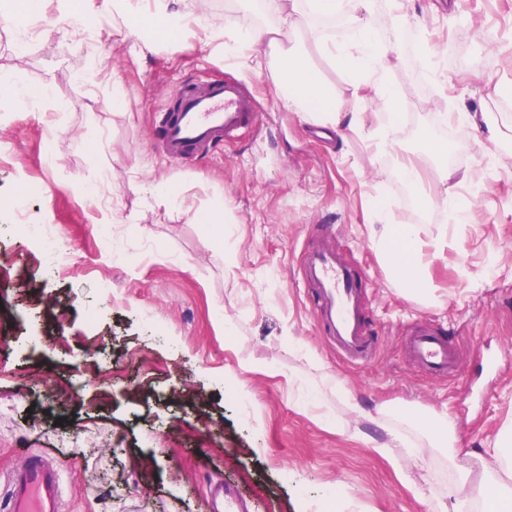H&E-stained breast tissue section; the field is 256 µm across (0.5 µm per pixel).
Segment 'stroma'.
Here are the masks:
<instances>
[{
  "label": "stroma",
  "mask_w": 512,
  "mask_h": 512,
  "mask_svg": "<svg viewBox=\"0 0 512 512\" xmlns=\"http://www.w3.org/2000/svg\"><path fill=\"white\" fill-rule=\"evenodd\" d=\"M305 24L309 61L336 90V105L361 113L362 133L339 137L279 98L275 70L248 69L210 42L213 16L280 28L274 10L239 0H190L180 24L144 12L155 51L133 56L129 29L52 30L56 4L29 19L0 21V71L47 88L34 112L0 96V200L19 178L41 184L31 217L70 245L65 273L44 279L35 243L0 230V496L5 475L32 453L52 455L64 512H206L224 482L250 512H455L458 488L479 512L488 471L512 487V457L492 446L512 424V374L488 358H512V0H372V30L401 13L402 55L390 61L399 93L395 152L374 154L368 132L385 122L372 93L353 94L317 38L348 35L344 18L288 0ZM96 63V83L76 75ZM448 80H432V71ZM224 78L259 102L255 129L171 162L153 133L173 90ZM491 112L496 138L473 131L447 141L465 154L457 174L425 155L436 113ZM413 157L435 191L467 197L469 219L407 205L395 154ZM107 182L104 209L86 186ZM173 187L158 205L138 186ZM423 239L447 237L430 261L434 291L406 295L371 244L375 208ZM220 210L215 234L207 221ZM121 228L110 260L99 228ZM365 286V318L378 345L355 364L317 330L299 260L319 225ZM416 326L444 331L458 371L422 372L404 341ZM443 415L453 449L434 447L422 424Z\"/></svg>",
  "instance_id": "stroma-1"
}]
</instances>
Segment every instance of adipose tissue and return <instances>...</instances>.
<instances>
[{"label":"adipose tissue","instance_id":"adipose-tissue-1","mask_svg":"<svg viewBox=\"0 0 512 512\" xmlns=\"http://www.w3.org/2000/svg\"><path fill=\"white\" fill-rule=\"evenodd\" d=\"M152 2L157 15L168 12L172 0H87L78 11L61 6L58 27L80 25L85 29L101 30L108 20L120 18L129 26H136L144 10L145 2ZM368 0H312L313 13L333 17L346 16L350 33L346 41L330 39L320 41L322 54L345 74L353 89L372 87L386 111L396 108L397 92L388 79L389 61L398 44L394 30L374 32L364 14ZM211 31L222 41L225 54L240 59L245 66L260 68L268 54H276L279 62L276 70V86L289 107L300 112L308 123L333 127L342 135L357 134L363 129L360 113L337 110L334 94L318 79L310 66L300 40L281 42L271 31L262 27L230 21L224 17L212 18ZM402 179L419 189L424 207H440L448 212V219L457 224L466 223V210L449 195L421 191L420 171L408 156L396 159ZM401 245H394L389 233H382L374 241L383 263L393 279L406 292L423 297L429 292L426 266L423 261L425 241L417 226L402 224L398 227Z\"/></svg>","mask_w":512,"mask_h":512}]
</instances>
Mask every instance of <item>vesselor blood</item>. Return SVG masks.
Instances as JSON below:
<instances>
[{
    "mask_svg": "<svg viewBox=\"0 0 512 512\" xmlns=\"http://www.w3.org/2000/svg\"><path fill=\"white\" fill-rule=\"evenodd\" d=\"M177 109L160 134V150L178 162L252 126L257 105L242 84L214 81L174 93ZM302 281L317 298L318 314L337 352L348 360H370L376 346L364 321L362 286L336 250L335 236L316 237L300 259ZM409 357L424 371L448 376L457 370L455 351L436 330L421 327L405 342ZM208 512H245L233 492L216 484L207 498ZM6 512H64L61 477L45 452L27 457L7 475Z\"/></svg>",
    "mask_w": 512,
    "mask_h": 512,
    "instance_id": "b4317fda",
    "label": "vessel or blood"
}]
</instances>
